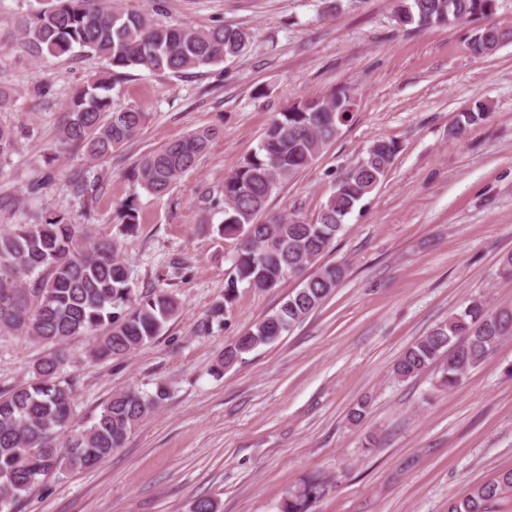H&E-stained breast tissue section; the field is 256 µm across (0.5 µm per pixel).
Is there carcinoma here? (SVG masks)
Returning a JSON list of instances; mask_svg holds the SVG:
<instances>
[{
  "instance_id": "cac0c4a2",
  "label": "carcinoma",
  "mask_w": 512,
  "mask_h": 512,
  "mask_svg": "<svg viewBox=\"0 0 512 512\" xmlns=\"http://www.w3.org/2000/svg\"><path fill=\"white\" fill-rule=\"evenodd\" d=\"M38 6L13 22L12 49L32 66L75 51L104 59L107 68L88 80L67 102L58 124L64 152L82 153L92 164L135 139L150 113L135 107L112 108L110 91L131 70L185 74L244 54L249 33L213 25L194 28L166 24L153 16L123 10L107 0H36ZM499 0H396L395 15L403 25L450 28L480 20L468 49L483 57L512 41V27L490 23ZM344 90L292 103L276 113L257 149L229 176L217 193L200 197L204 210L224 213L214 232L234 243V278L224 302L211 310L223 315L233 303L238 284L272 292L285 277L301 276L300 288L266 314L254 327L225 345L211 365L221 376L244 355L276 343L294 325L318 309L345 275L342 266L321 263L343 220L386 176L399 151L393 141L379 140L336 182L313 222L279 216L265 222L257 216L285 181L310 168L326 145L335 140L348 118ZM489 112L481 101L459 114L451 134L459 135L483 121ZM223 135L208 126L162 143L144 154L130 170L133 181L154 197L165 196L193 170L213 142ZM14 131L0 124V159L15 149ZM71 192L84 197L99 183L75 171ZM128 232L139 224V207L122 205ZM181 304L172 292L151 289L133 294L128 269L112 242L89 237L84 227L50 214L38 224L18 223L0 234V335L29 336L53 346L71 337L95 335L90 358H122L160 335L179 315ZM512 336V309L491 311L479 299L437 324L408 346L394 373L412 378L431 366L439 368L440 385L453 389ZM62 355L41 359L32 377L0 391V510L20 501L49 475L90 469L112 454L127 436L167 399L159 384L153 393L116 392L101 404L88 426H72L74 397L70 383L58 372ZM512 490V469L475 486L448 512H490L500 495ZM320 496V485L306 484L284 500L280 512H308Z\"/></svg>"
}]
</instances>
